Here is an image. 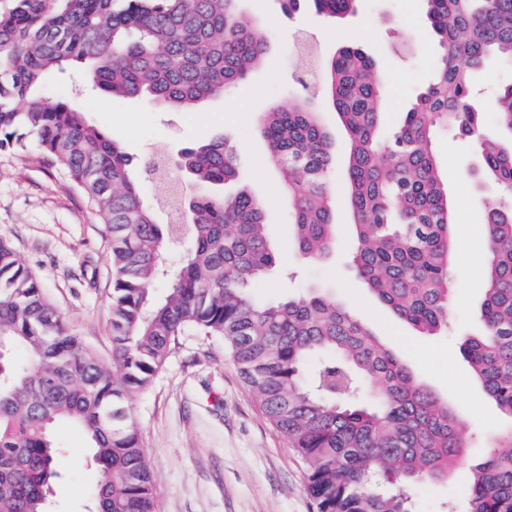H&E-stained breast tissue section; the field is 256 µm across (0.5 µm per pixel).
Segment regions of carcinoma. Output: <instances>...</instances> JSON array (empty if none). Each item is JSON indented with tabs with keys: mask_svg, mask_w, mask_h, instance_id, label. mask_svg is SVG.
I'll use <instances>...</instances> for the list:
<instances>
[{
	"mask_svg": "<svg viewBox=\"0 0 512 512\" xmlns=\"http://www.w3.org/2000/svg\"><path fill=\"white\" fill-rule=\"evenodd\" d=\"M342 18L358 0H281ZM443 49L432 80L400 123L381 126L384 77L361 50L344 47L318 67L317 94L262 114L257 131L278 171L301 255L318 260L335 239L330 187L336 147L319 118L327 97L345 129L346 195L356 241L352 265L373 297L416 332L447 321L457 244L448 183L433 149L440 125L480 140L478 178L489 253L482 270L483 333L460 350L487 396L512 420V82L477 106L474 74L512 63V0H425ZM239 0H16L0 15V150L33 137L97 208L113 267L112 365L70 332L13 249L0 240V512H52L60 476V423L89 442L97 474L89 512H158L157 492L131 416L189 329L223 339L269 422L302 459L318 512H413L410 488L444 479L464 457V427L438 394L347 306L322 293L267 303L250 289L276 264L262 200L192 194L236 175L220 138L182 151L179 191L143 199L120 143L68 100L41 93L52 73L84 67L112 97H145L192 112L246 79L267 49L265 23ZM493 116L501 137L485 133ZM186 217L191 245L168 261L173 233L155 210ZM163 281L166 293H150ZM331 352L332 361L316 356ZM373 399L363 400L364 386ZM461 512H512V427L472 470Z\"/></svg>",
	"mask_w": 512,
	"mask_h": 512,
	"instance_id": "carcinoma-1",
	"label": "carcinoma"
}]
</instances>
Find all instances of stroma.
<instances>
[{
  "label": "stroma",
  "mask_w": 512,
  "mask_h": 512,
  "mask_svg": "<svg viewBox=\"0 0 512 512\" xmlns=\"http://www.w3.org/2000/svg\"><path fill=\"white\" fill-rule=\"evenodd\" d=\"M245 16L269 24L261 67L224 96L193 112H179L148 99L129 100L97 91L76 92L67 75H52L43 92L65 98L88 121L122 143L134 167L157 149L175 157L183 147L223 135L237 150V182L266 204L277 267L252 291L261 301L302 296L321 288L346 302L458 417L472 438L464 458L446 480L415 486L417 512H441L463 496L469 466L481 460L488 441L512 425L477 382L460 352L464 336L480 333L485 282L481 271L485 187L475 180L479 145L457 130L439 128L434 150L448 178V201L457 222L459 249L453 261L447 328L432 336L397 321L367 292L348 264L352 220L336 212V248L325 261L300 260L289 238L288 201L277 172L265 161L256 132L260 113L299 95L308 70L298 54L299 35L311 36L321 57L343 44L364 49L385 75V126H393L414 90L427 82L441 47L431 33L423 0H359L355 15L328 19L311 12L282 14L278 0H241ZM0 238L10 242L34 273L71 329L112 358L110 246L94 205L36 146L0 152ZM131 410L159 496V512H316L306 490L302 461L287 437L262 411L257 395L225 354L221 339L180 337L150 385L133 395ZM66 446L61 479L52 495L56 512H87L92 473L85 436L70 425L56 429Z\"/></svg>",
  "instance_id": "obj_1"
}]
</instances>
